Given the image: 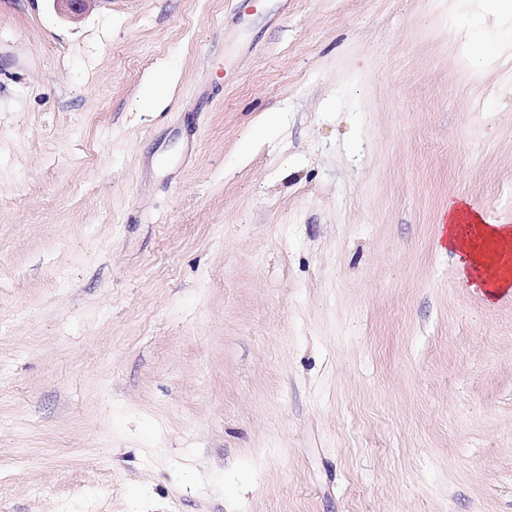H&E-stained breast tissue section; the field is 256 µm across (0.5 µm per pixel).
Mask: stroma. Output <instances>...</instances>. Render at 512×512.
<instances>
[{
	"label": "stroma",
	"instance_id": "1",
	"mask_svg": "<svg viewBox=\"0 0 512 512\" xmlns=\"http://www.w3.org/2000/svg\"><path fill=\"white\" fill-rule=\"evenodd\" d=\"M457 2L0 0V512H512V293L438 246L512 227V48ZM471 15L468 28L463 34L465 58L473 72H481L493 59L495 48L501 42H512L511 0H464ZM486 16L494 17L502 25L489 32Z\"/></svg>",
	"mask_w": 512,
	"mask_h": 512
}]
</instances>
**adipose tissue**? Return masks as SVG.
I'll use <instances>...</instances> for the list:
<instances>
[{
	"label": "adipose tissue",
	"instance_id": "ef3b65f1",
	"mask_svg": "<svg viewBox=\"0 0 512 512\" xmlns=\"http://www.w3.org/2000/svg\"><path fill=\"white\" fill-rule=\"evenodd\" d=\"M471 16L463 34L465 58L472 71H482L493 59L497 44L512 42V0H464ZM499 26L487 30L485 17ZM447 240L461 270L474 285L495 296L512 290V228L488 223L463 201H449Z\"/></svg>",
	"mask_w": 512,
	"mask_h": 512
}]
</instances>
